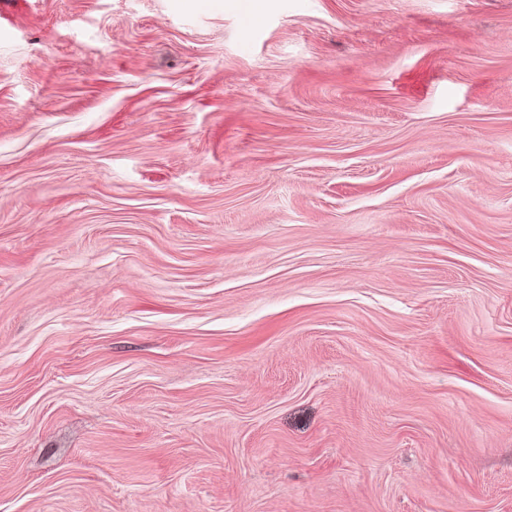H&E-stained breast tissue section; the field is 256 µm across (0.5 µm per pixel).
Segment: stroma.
I'll use <instances>...</instances> for the list:
<instances>
[{"mask_svg": "<svg viewBox=\"0 0 512 512\" xmlns=\"http://www.w3.org/2000/svg\"><path fill=\"white\" fill-rule=\"evenodd\" d=\"M0 512H512V0H0Z\"/></svg>", "mask_w": 512, "mask_h": 512, "instance_id": "1", "label": "stroma"}]
</instances>
